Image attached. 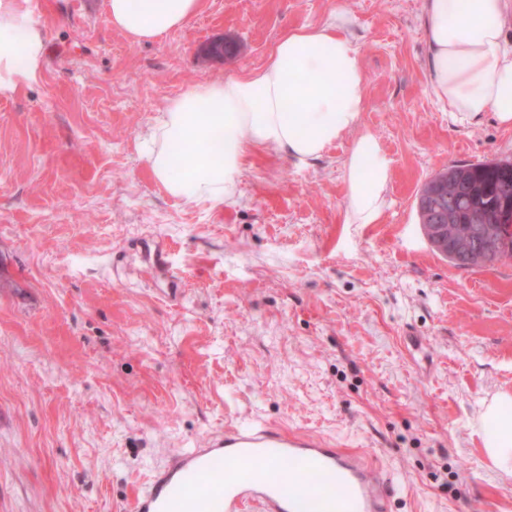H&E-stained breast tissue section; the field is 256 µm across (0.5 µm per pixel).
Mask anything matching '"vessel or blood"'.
I'll list each match as a JSON object with an SVG mask.
<instances>
[{"instance_id":"obj_1","label":"vessel or blood","mask_w":512,"mask_h":512,"mask_svg":"<svg viewBox=\"0 0 512 512\" xmlns=\"http://www.w3.org/2000/svg\"><path fill=\"white\" fill-rule=\"evenodd\" d=\"M390 497L365 452L236 425L173 452L131 512H388Z\"/></svg>"}]
</instances>
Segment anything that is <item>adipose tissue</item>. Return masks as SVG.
I'll use <instances>...</instances> for the list:
<instances>
[{"mask_svg": "<svg viewBox=\"0 0 512 512\" xmlns=\"http://www.w3.org/2000/svg\"><path fill=\"white\" fill-rule=\"evenodd\" d=\"M199 7L200 0H107V18L131 39L150 41L183 28ZM352 26L336 9L285 33L262 67L170 100L146 152L155 179L189 204L230 203L249 154L307 166L350 134L344 221L378 223L391 164L377 137L358 130L367 89ZM423 28L431 90L447 103L449 121L511 130L512 0H423ZM47 52L29 0H0V98L34 80ZM477 426L494 469L512 476V394L485 401Z\"/></svg>", "mask_w": 512, "mask_h": 512, "instance_id": "adipose-tissue-1", "label": "adipose tissue"}]
</instances>
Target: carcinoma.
Masks as SVG:
<instances>
[{
  "mask_svg": "<svg viewBox=\"0 0 512 512\" xmlns=\"http://www.w3.org/2000/svg\"><path fill=\"white\" fill-rule=\"evenodd\" d=\"M440 186L443 194L460 197L447 211L451 234L462 235L472 226V217L495 224L504 206L512 207V161L491 160L452 164L432 175L423 188Z\"/></svg>",
  "mask_w": 512,
  "mask_h": 512,
  "instance_id": "cac0c4a2",
  "label": "carcinoma"
}]
</instances>
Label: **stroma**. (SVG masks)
I'll return each mask as SVG.
<instances>
[{
	"instance_id": "35a3bbf8",
	"label": "stroma",
	"mask_w": 512,
	"mask_h": 512,
	"mask_svg": "<svg viewBox=\"0 0 512 512\" xmlns=\"http://www.w3.org/2000/svg\"><path fill=\"white\" fill-rule=\"evenodd\" d=\"M33 2L46 64L0 99V512H130L170 453L249 423L367 450L389 512H512L473 426L512 393V261L453 266L416 206L512 133L449 123L423 0H201L150 42L107 0ZM340 4L392 165L380 223L344 221L349 135L306 167L251 155L229 204L168 195L140 145L169 100Z\"/></svg>"
}]
</instances>
